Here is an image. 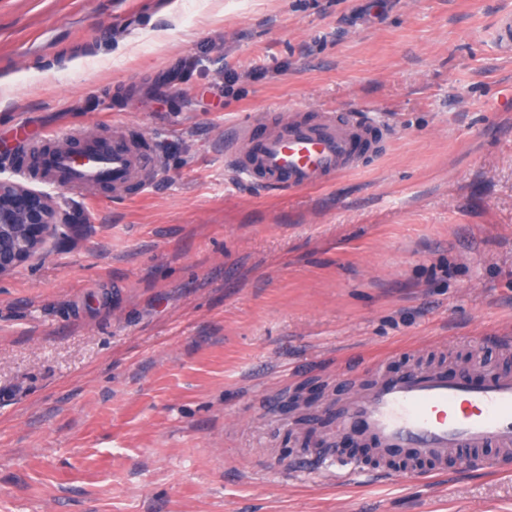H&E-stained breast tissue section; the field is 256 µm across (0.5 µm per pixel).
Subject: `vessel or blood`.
<instances>
[{"mask_svg":"<svg viewBox=\"0 0 512 512\" xmlns=\"http://www.w3.org/2000/svg\"><path fill=\"white\" fill-rule=\"evenodd\" d=\"M391 136L368 111H305L243 120L227 137L237 177L270 193L322 188L358 168ZM81 155L58 150L43 174L63 189L108 184L123 195L145 184L158 160L148 140L113 129L111 146L76 132ZM339 428L355 429L373 454H407L436 465L449 450L502 448V470L512 469V375L485 373L481 384L414 369L386 376L336 405Z\"/></svg>","mask_w":512,"mask_h":512,"instance_id":"1","label":"vessel or blood"}]
</instances>
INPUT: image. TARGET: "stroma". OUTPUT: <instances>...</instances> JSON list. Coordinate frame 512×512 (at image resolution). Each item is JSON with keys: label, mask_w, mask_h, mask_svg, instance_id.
<instances>
[{"label": "stroma", "mask_w": 512, "mask_h": 512, "mask_svg": "<svg viewBox=\"0 0 512 512\" xmlns=\"http://www.w3.org/2000/svg\"><path fill=\"white\" fill-rule=\"evenodd\" d=\"M512 0H0V138L113 124L144 191H56L81 231L0 276V512H512L498 448L352 477L289 437L301 386L471 351L512 372ZM370 110L332 185L236 181L226 128Z\"/></svg>", "instance_id": "obj_1"}]
</instances>
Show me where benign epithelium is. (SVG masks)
<instances>
[{
    "mask_svg": "<svg viewBox=\"0 0 512 512\" xmlns=\"http://www.w3.org/2000/svg\"><path fill=\"white\" fill-rule=\"evenodd\" d=\"M70 212L54 197L0 178V276L30 260L50 240L74 233Z\"/></svg>",
    "mask_w": 512,
    "mask_h": 512,
    "instance_id": "7a95c632",
    "label": "benign epithelium"
}]
</instances>
